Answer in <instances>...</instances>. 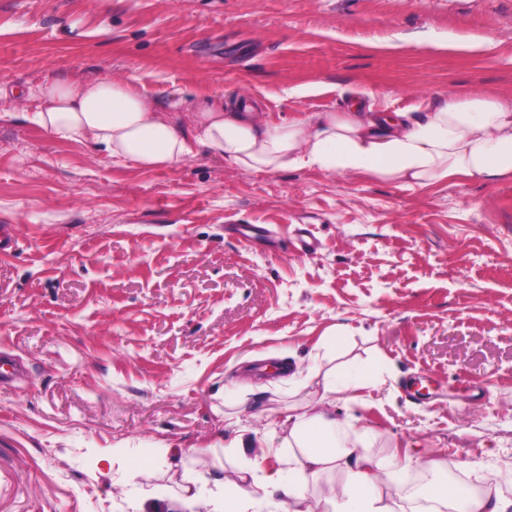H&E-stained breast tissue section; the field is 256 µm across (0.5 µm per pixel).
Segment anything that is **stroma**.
<instances>
[{"instance_id":"1","label":"stroma","mask_w":512,"mask_h":512,"mask_svg":"<svg viewBox=\"0 0 512 512\" xmlns=\"http://www.w3.org/2000/svg\"><path fill=\"white\" fill-rule=\"evenodd\" d=\"M101 75L276 121L509 98L512 0H0V512H182L198 457L238 474L226 416L280 430L327 376L395 512L452 466L512 496V178L141 168L21 119Z\"/></svg>"}]
</instances>
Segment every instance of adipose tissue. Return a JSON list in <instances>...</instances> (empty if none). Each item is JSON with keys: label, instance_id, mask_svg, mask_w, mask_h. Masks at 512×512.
I'll return each mask as SVG.
<instances>
[{"label": "adipose tissue", "instance_id": "ef3b65f1", "mask_svg": "<svg viewBox=\"0 0 512 512\" xmlns=\"http://www.w3.org/2000/svg\"><path fill=\"white\" fill-rule=\"evenodd\" d=\"M36 101L33 124L58 139L92 144L117 164L173 166L204 150L255 172L315 168L409 186L512 175V98L486 93L451 97L428 112L355 106L280 123L250 106L165 104L106 77L44 83ZM335 390V381H325L322 396L292 416L288 468L268 472L259 489L279 491L283 512H301L310 478L338 471L345 480L326 488V512H392L377 492L386 467L363 452L362 433L338 419ZM259 489L219 483L207 498L186 491L179 501L185 512H254Z\"/></svg>", "mask_w": 512, "mask_h": 512}]
</instances>
